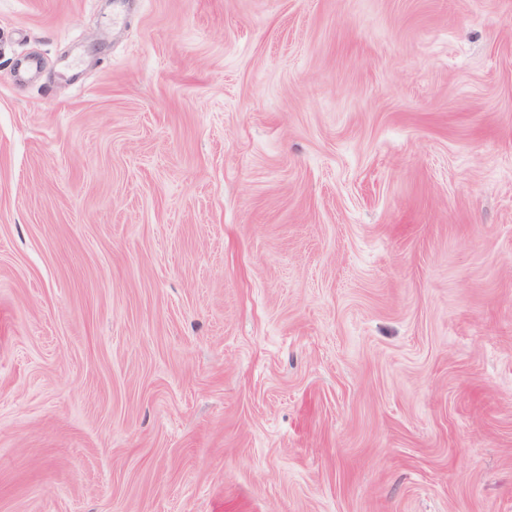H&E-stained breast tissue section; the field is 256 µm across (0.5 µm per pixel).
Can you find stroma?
<instances>
[{
  "mask_svg": "<svg viewBox=\"0 0 512 512\" xmlns=\"http://www.w3.org/2000/svg\"><path fill=\"white\" fill-rule=\"evenodd\" d=\"M0 512H512V0H0Z\"/></svg>",
  "mask_w": 512,
  "mask_h": 512,
  "instance_id": "stroma-1",
  "label": "stroma"
}]
</instances>
